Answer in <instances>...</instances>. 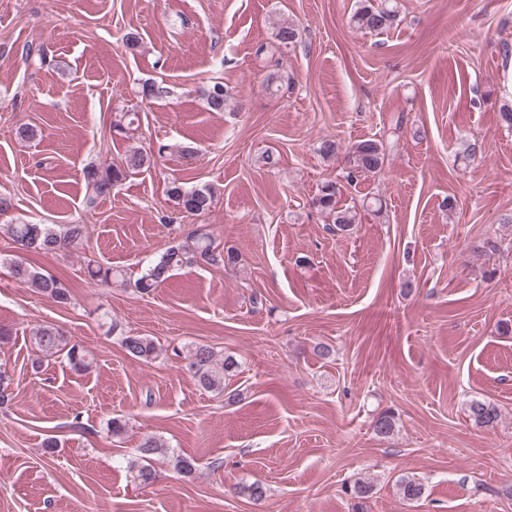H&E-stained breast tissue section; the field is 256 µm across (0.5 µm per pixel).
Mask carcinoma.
<instances>
[{
  "label": "carcinoma",
  "mask_w": 512,
  "mask_h": 512,
  "mask_svg": "<svg viewBox=\"0 0 512 512\" xmlns=\"http://www.w3.org/2000/svg\"><path fill=\"white\" fill-rule=\"evenodd\" d=\"M390 0H359L357 9L352 15V21L361 29L383 31L390 28L397 19V12L389 6ZM299 28L293 23H281L277 26L276 42L271 46L262 45L258 52L276 53L283 47L297 42ZM206 108L210 112H222L230 99V92L222 82H215L203 90ZM387 147L378 140H365L352 145L349 155L353 158L354 166L347 172L346 180L352 181L363 173H377L381 170ZM151 162V157L139 150L129 152L122 164L92 165L85 171V180L89 189L87 204L95 205L101 197L112 193L131 171H136ZM182 210L192 215L208 211L214 201L213 194L207 189L185 188L173 183L169 189ZM339 188L334 182L323 184L318 194L313 198L312 205L332 218L336 229L342 231L356 221V215L339 206ZM6 232L19 249L34 253H52L79 246L86 235L83 224H66L63 229H56L53 224H9ZM238 254L228 249L217 250L208 236L192 233L181 244L172 245L165 249L157 263L148 268L133 286L137 292L148 294L163 282L167 275L177 269L194 264H218L231 266L237 262ZM11 277L16 281L27 284L39 292L50 296L60 304L69 302V294L62 284L52 277L38 272L17 259L7 261ZM37 352L43 357L63 354L71 367L77 372H85L90 368L87 353L78 344L70 342L64 333L52 324L38 327L32 334ZM122 347L133 359L151 363L161 355L159 345L149 336L128 335L121 340ZM187 367L195 380L204 390L223 394L227 400L233 401L240 392L226 391L224 381L239 368L237 361L230 357L219 361L213 349L207 345H194L185 356ZM467 416L476 425L490 428L499 419L497 407L484 400L473 399L467 406ZM137 456L128 461L129 469L135 472V478L143 484L155 479V473L145 461L151 456L167 453L164 444L154 438H146L136 448ZM401 494L406 500H415L422 496L423 485L415 478H405L400 484Z\"/></svg>",
  "instance_id": "cac0c4a2"
}]
</instances>
